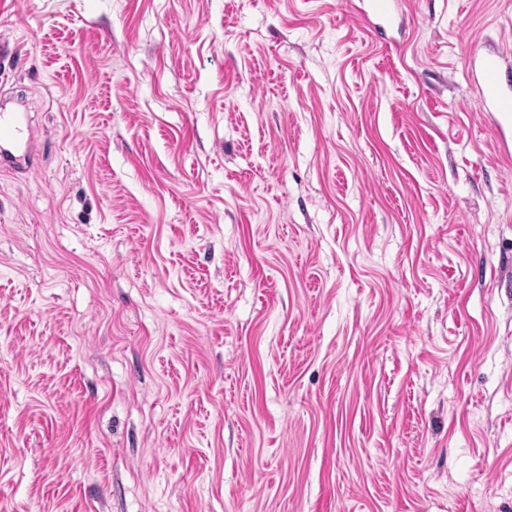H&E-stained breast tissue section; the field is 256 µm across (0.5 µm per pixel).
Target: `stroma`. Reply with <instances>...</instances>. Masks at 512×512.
Masks as SVG:
<instances>
[{"instance_id": "35a3bbf8", "label": "stroma", "mask_w": 512, "mask_h": 512, "mask_svg": "<svg viewBox=\"0 0 512 512\" xmlns=\"http://www.w3.org/2000/svg\"><path fill=\"white\" fill-rule=\"evenodd\" d=\"M367 9L0 0V512H512V0ZM466 64L480 93L479 112H488L502 142L506 132L512 134V85L503 67L502 56L481 48L471 50ZM23 142V118L18 112H4L0 109V153L2 158L9 150L19 148Z\"/></svg>"}]
</instances>
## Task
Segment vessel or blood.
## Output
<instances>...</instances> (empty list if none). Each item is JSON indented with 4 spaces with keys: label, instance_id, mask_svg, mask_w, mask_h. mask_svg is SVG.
Masks as SVG:
<instances>
[{
    "label": "vessel or blood",
    "instance_id": "1",
    "mask_svg": "<svg viewBox=\"0 0 512 512\" xmlns=\"http://www.w3.org/2000/svg\"><path fill=\"white\" fill-rule=\"evenodd\" d=\"M466 63L480 93V111L491 114L498 136L512 130V81L508 80L501 55L482 49L471 50ZM23 118L16 112L0 110V153L20 147Z\"/></svg>",
    "mask_w": 512,
    "mask_h": 512
}]
</instances>
